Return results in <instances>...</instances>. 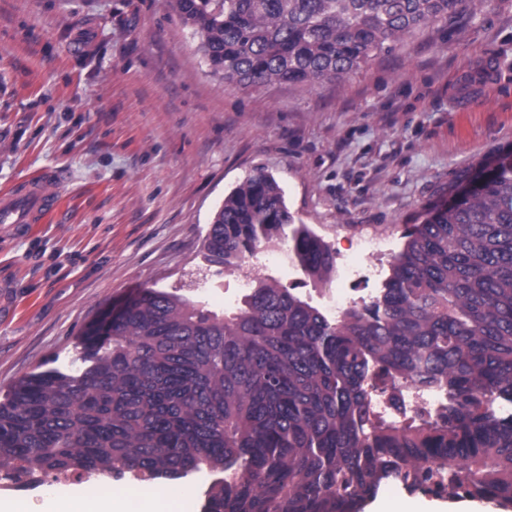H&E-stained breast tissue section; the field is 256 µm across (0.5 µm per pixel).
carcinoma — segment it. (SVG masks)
<instances>
[{"instance_id":"1","label":"carcinoma","mask_w":512,"mask_h":512,"mask_svg":"<svg viewBox=\"0 0 512 512\" xmlns=\"http://www.w3.org/2000/svg\"><path fill=\"white\" fill-rule=\"evenodd\" d=\"M486 0H169L211 72L242 88L341 83L390 45ZM376 299L337 322L270 275L231 312L142 288L84 336L79 372L0 402V480L205 472L203 512H362L389 481L512 509V160L403 234ZM286 244L313 284L336 253L259 172L224 198L205 261ZM448 391L435 417L375 421L374 394Z\"/></svg>"}]
</instances>
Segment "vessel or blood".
<instances>
[{"instance_id": "vessel-or-blood-1", "label": "vessel or blood", "mask_w": 512, "mask_h": 512, "mask_svg": "<svg viewBox=\"0 0 512 512\" xmlns=\"http://www.w3.org/2000/svg\"><path fill=\"white\" fill-rule=\"evenodd\" d=\"M64 168H49L0 193V224H39L59 208L57 188L66 185Z\"/></svg>"}]
</instances>
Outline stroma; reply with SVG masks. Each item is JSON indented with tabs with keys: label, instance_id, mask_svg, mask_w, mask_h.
<instances>
[{
	"label": "stroma",
	"instance_id": "1",
	"mask_svg": "<svg viewBox=\"0 0 512 512\" xmlns=\"http://www.w3.org/2000/svg\"><path fill=\"white\" fill-rule=\"evenodd\" d=\"M510 154L512 0L313 89L225 83L168 0H0V191L69 175L58 217L0 224V401L27 374L78 369L79 336L127 293L180 294L208 271L214 213L256 172L332 248L368 225L385 270L407 228ZM111 482H1L0 500L38 512Z\"/></svg>",
	"mask_w": 512,
	"mask_h": 512
}]
</instances>
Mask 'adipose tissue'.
<instances>
[{"label": "adipose tissue", "mask_w": 512, "mask_h": 512, "mask_svg": "<svg viewBox=\"0 0 512 512\" xmlns=\"http://www.w3.org/2000/svg\"><path fill=\"white\" fill-rule=\"evenodd\" d=\"M41 512H192V498L182 487L100 485L66 496H47Z\"/></svg>", "instance_id": "obj_1"}]
</instances>
